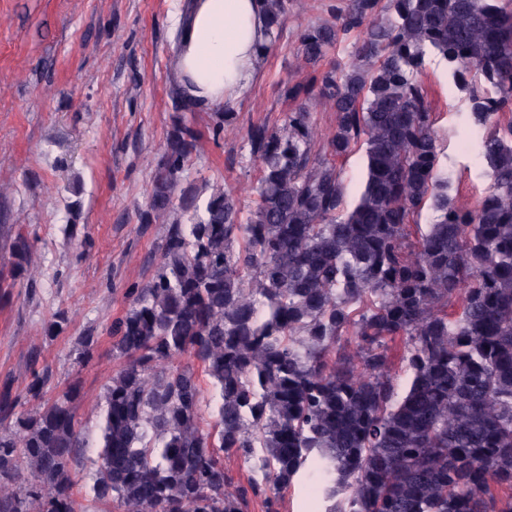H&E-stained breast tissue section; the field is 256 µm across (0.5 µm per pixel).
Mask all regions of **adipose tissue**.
Returning a JSON list of instances; mask_svg holds the SVG:
<instances>
[{
    "instance_id": "ef3b65f1",
    "label": "adipose tissue",
    "mask_w": 512,
    "mask_h": 512,
    "mask_svg": "<svg viewBox=\"0 0 512 512\" xmlns=\"http://www.w3.org/2000/svg\"><path fill=\"white\" fill-rule=\"evenodd\" d=\"M265 40L261 0H193L174 73L192 98L222 107L251 82Z\"/></svg>"
}]
</instances>
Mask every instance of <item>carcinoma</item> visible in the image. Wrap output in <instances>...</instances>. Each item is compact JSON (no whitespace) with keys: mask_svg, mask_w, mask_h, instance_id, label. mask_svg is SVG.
<instances>
[{"mask_svg":"<svg viewBox=\"0 0 512 512\" xmlns=\"http://www.w3.org/2000/svg\"><path fill=\"white\" fill-rule=\"evenodd\" d=\"M293 0H263L275 30ZM350 62L293 84L303 103L247 131L259 163L247 217L231 190H175L195 147L181 113L141 220L176 209L152 278L114 331L124 359L106 388L85 474L118 512H280L279 490L314 485L317 512H512V0H349L300 33L294 72L348 34ZM431 61L462 94L489 185L474 207L449 193L435 113L418 76ZM313 101L336 114L327 132ZM364 147L366 178L344 207L336 159ZM179 202H174V199ZM434 214L412 241L407 224ZM34 245L17 266L36 282ZM461 298L462 312L448 314ZM355 355L336 350L348 328ZM404 343L398 392L386 344ZM210 378L204 397L195 365ZM49 369L31 370L39 396ZM73 389L34 413L0 390V512H77L72 466L88 446ZM250 465L228 490L224 452Z\"/></svg>","mask_w":512,"mask_h":512,"instance_id":"cac0c4a2","label":"carcinoma"}]
</instances>
